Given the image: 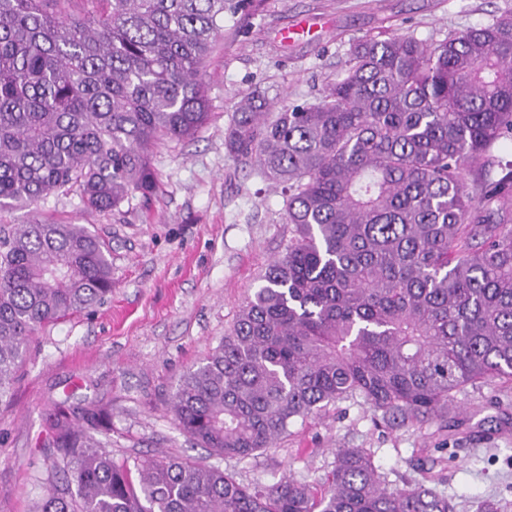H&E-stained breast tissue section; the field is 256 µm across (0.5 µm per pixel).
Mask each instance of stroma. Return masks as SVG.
<instances>
[{"instance_id":"35a3bbf8","label":"stroma","mask_w":512,"mask_h":512,"mask_svg":"<svg viewBox=\"0 0 512 512\" xmlns=\"http://www.w3.org/2000/svg\"><path fill=\"white\" fill-rule=\"evenodd\" d=\"M512 9V0H254L224 17V35L203 73L209 118L190 138L151 152V202L84 210L76 194L0 212V224L40 217L84 224L112 247V293L91 312L45 327L0 399V512H36L46 488L48 416L63 405L96 404L112 420L115 462L168 455L199 460L241 483L292 476L322 486L340 448H367L388 482L420 477L431 463L456 512L482 499L512 512V381L467 387L447 422L384 425L352 400L290 426L275 448L244 460L213 455L183 434L170 400L182 375L215 347L282 254L290 230L283 197L229 154L224 136L237 103L254 91L273 105L315 101L345 67L349 47L368 37L407 34L439 41ZM307 22L285 39L289 27Z\"/></svg>"}]
</instances>
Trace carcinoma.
I'll return each instance as SVG.
<instances>
[{
  "label": "carcinoma",
  "mask_w": 512,
  "mask_h": 512,
  "mask_svg": "<svg viewBox=\"0 0 512 512\" xmlns=\"http://www.w3.org/2000/svg\"><path fill=\"white\" fill-rule=\"evenodd\" d=\"M251 4L0 0V211L60 191L95 211L149 201L152 148L206 124L202 71L224 13ZM511 145L512 12L359 40L314 103L240 102L225 148L281 187L292 236L179 381V429L242 460L341 400L388 426L446 421L467 386L511 381ZM110 294L109 244L85 225L0 224V398L41 329ZM110 425L56 409L37 512H455L424 481L390 487L367 448L336 449L320 490L248 486L187 458L119 465L94 437Z\"/></svg>",
  "instance_id": "carcinoma-1"
}]
</instances>
